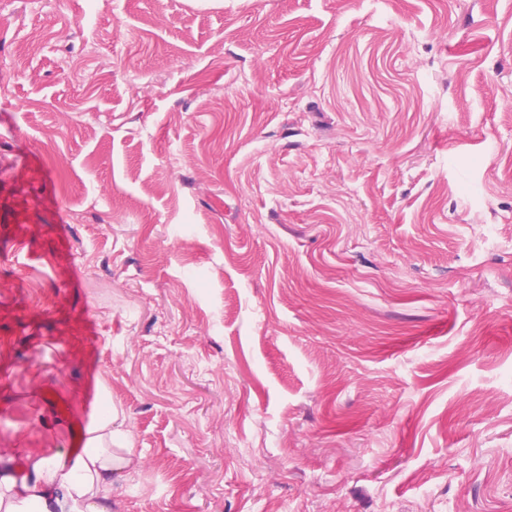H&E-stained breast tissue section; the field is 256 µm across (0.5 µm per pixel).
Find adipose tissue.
I'll return each mask as SVG.
<instances>
[{"label":"adipose tissue","instance_id":"adipose-tissue-1","mask_svg":"<svg viewBox=\"0 0 512 512\" xmlns=\"http://www.w3.org/2000/svg\"><path fill=\"white\" fill-rule=\"evenodd\" d=\"M123 420L104 401L83 452L47 451L16 464L0 454V512H112L115 477L137 462Z\"/></svg>","mask_w":512,"mask_h":512}]
</instances>
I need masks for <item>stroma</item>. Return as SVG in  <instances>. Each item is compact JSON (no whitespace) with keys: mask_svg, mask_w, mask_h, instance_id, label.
I'll list each match as a JSON object with an SVG mask.
<instances>
[{"mask_svg":"<svg viewBox=\"0 0 512 512\" xmlns=\"http://www.w3.org/2000/svg\"><path fill=\"white\" fill-rule=\"evenodd\" d=\"M0 452L112 512H512V0H0ZM123 422L105 396L82 453L51 450L27 456L21 465L13 453H1L0 511L112 512L115 476L137 463Z\"/></svg>","mask_w":512,"mask_h":512,"instance_id":"obj_1","label":"stroma"}]
</instances>
